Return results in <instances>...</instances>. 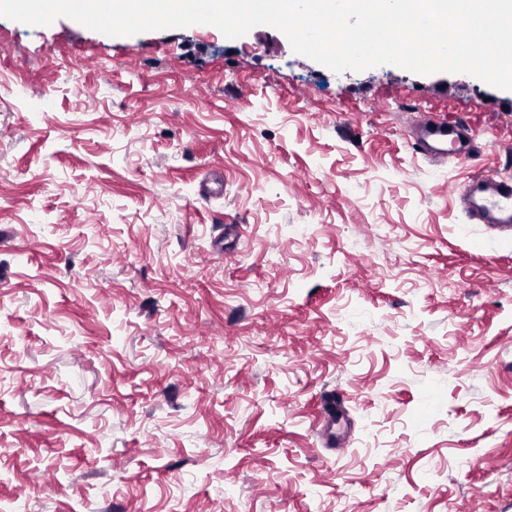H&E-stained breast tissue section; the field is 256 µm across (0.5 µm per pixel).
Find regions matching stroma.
I'll use <instances>...</instances> for the list:
<instances>
[{
    "instance_id": "stroma-1",
    "label": "stroma",
    "mask_w": 512,
    "mask_h": 512,
    "mask_svg": "<svg viewBox=\"0 0 512 512\" xmlns=\"http://www.w3.org/2000/svg\"><path fill=\"white\" fill-rule=\"evenodd\" d=\"M508 172L467 74L0 17V512H512V231L449 191ZM419 112V119L409 130L408 141L416 153L434 161L447 160L448 154L456 159L473 156L477 148L476 135L469 125L450 122L431 110Z\"/></svg>"
}]
</instances>
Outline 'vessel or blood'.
Masks as SVG:
<instances>
[{"mask_svg": "<svg viewBox=\"0 0 512 512\" xmlns=\"http://www.w3.org/2000/svg\"><path fill=\"white\" fill-rule=\"evenodd\" d=\"M409 144L425 158H468L476 151V135L469 125L422 110L409 130ZM466 220L501 230L512 228V176H476L457 188Z\"/></svg>", "mask_w": 512, "mask_h": 512, "instance_id": "obj_1", "label": "vessel or blood"}]
</instances>
